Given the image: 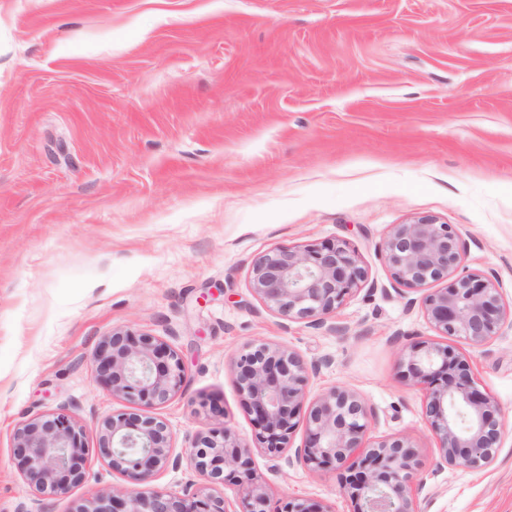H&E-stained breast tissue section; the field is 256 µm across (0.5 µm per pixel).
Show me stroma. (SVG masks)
Wrapping results in <instances>:
<instances>
[{"label":"stroma","instance_id":"obj_1","mask_svg":"<svg viewBox=\"0 0 512 512\" xmlns=\"http://www.w3.org/2000/svg\"><path fill=\"white\" fill-rule=\"evenodd\" d=\"M429 216L459 233L455 276L512 305V0H0V512H76L126 486L97 455L46 498L13 455L58 407L98 445L131 411L96 378L115 330L161 337L185 383L152 407L175 449L254 426L230 362L248 342L321 362L423 460L420 512H512V325L470 355L507 428L485 469L436 468L409 346L438 341L382 244ZM343 240L368 280L335 331L287 321L251 287L270 250ZM273 499L353 512L337 473L253 455Z\"/></svg>","mask_w":512,"mask_h":512}]
</instances>
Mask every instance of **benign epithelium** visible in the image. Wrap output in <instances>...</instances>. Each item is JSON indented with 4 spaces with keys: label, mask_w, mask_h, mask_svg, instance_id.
<instances>
[{
    "label": "benign epithelium",
    "mask_w": 512,
    "mask_h": 512,
    "mask_svg": "<svg viewBox=\"0 0 512 512\" xmlns=\"http://www.w3.org/2000/svg\"><path fill=\"white\" fill-rule=\"evenodd\" d=\"M383 250L396 284L411 290L448 278L463 253L457 230L430 217L396 225ZM367 278L348 244L329 240L263 255L253 265L251 288L284 320L334 331L328 320ZM498 288V282L479 273L456 278L424 297L425 313L439 335L461 337L479 347L509 316ZM93 360L98 380L112 395L138 406L167 402L185 381L181 354L148 334L114 331L99 342ZM231 366L252 416L258 448L266 456L339 471L354 512H419L417 450L403 438L369 443L374 412L354 392L334 386L313 399L305 414L304 440L297 448L291 446L310 376L318 372L319 363L308 365L277 344L249 342ZM402 366L405 378L426 385L423 413L438 440L436 468L480 469L494 463L506 423L497 405L477 387L471 359L451 346L424 340L409 347ZM89 452L84 427L64 407L36 416L14 432V456L22 476L45 496L66 495L80 483ZM95 452L128 486L100 494L76 512H229L225 499L203 489L179 495L151 487L160 472L184 462L211 488L239 485L242 512H329L320 503L295 499L274 505L254 483L251 447L222 424L198 432L179 454L164 420L122 412L102 421Z\"/></svg>",
    "instance_id": "benign-epithelium-1"
}]
</instances>
